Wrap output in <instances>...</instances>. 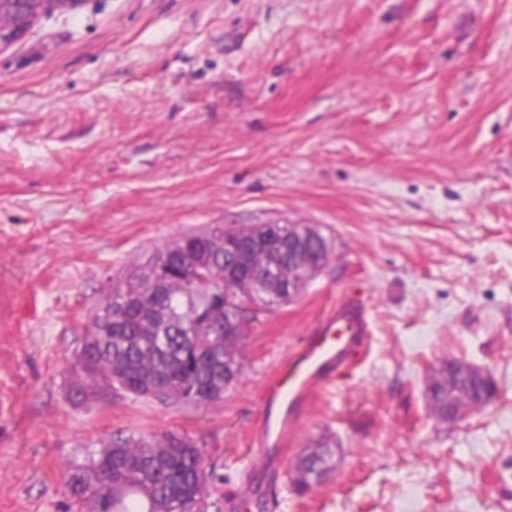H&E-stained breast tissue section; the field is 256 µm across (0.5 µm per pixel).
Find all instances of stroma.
<instances>
[{
	"label": "stroma",
	"instance_id": "1",
	"mask_svg": "<svg viewBox=\"0 0 512 512\" xmlns=\"http://www.w3.org/2000/svg\"><path fill=\"white\" fill-rule=\"evenodd\" d=\"M256 224L329 256L251 314L221 403L74 395L128 268ZM355 287L371 353L314 396L272 512H512V0H84L0 45V512H70L62 466L120 434L255 480L266 373ZM451 358L498 395L446 424L426 383ZM321 440L336 468L299 493Z\"/></svg>",
	"mask_w": 512,
	"mask_h": 512
}]
</instances>
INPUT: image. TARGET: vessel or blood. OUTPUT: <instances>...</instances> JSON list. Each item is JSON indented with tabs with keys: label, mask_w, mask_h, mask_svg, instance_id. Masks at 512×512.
<instances>
[{
	"label": "vessel or blood",
	"mask_w": 512,
	"mask_h": 512,
	"mask_svg": "<svg viewBox=\"0 0 512 512\" xmlns=\"http://www.w3.org/2000/svg\"><path fill=\"white\" fill-rule=\"evenodd\" d=\"M373 336L366 298L347 292L303 336L295 352L266 378L257 447L263 478L228 493L226 512H255L278 501L282 464L313 393L349 379L361 366Z\"/></svg>",
	"instance_id": "obj_1"
}]
</instances>
